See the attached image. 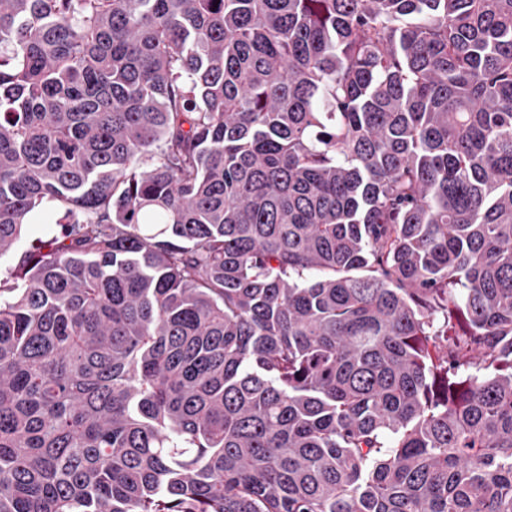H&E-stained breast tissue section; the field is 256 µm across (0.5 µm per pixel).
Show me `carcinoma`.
<instances>
[{"label": "carcinoma", "mask_w": 512, "mask_h": 512, "mask_svg": "<svg viewBox=\"0 0 512 512\" xmlns=\"http://www.w3.org/2000/svg\"><path fill=\"white\" fill-rule=\"evenodd\" d=\"M0 512H512V0H0ZM40 220L37 224H29L28 225V237L24 238L18 245L17 250H21L25 248L30 239L34 236H39L44 234L45 230L49 227H54L56 221L58 219V214L55 210L51 208H44L38 213Z\"/></svg>", "instance_id": "obj_1"}]
</instances>
